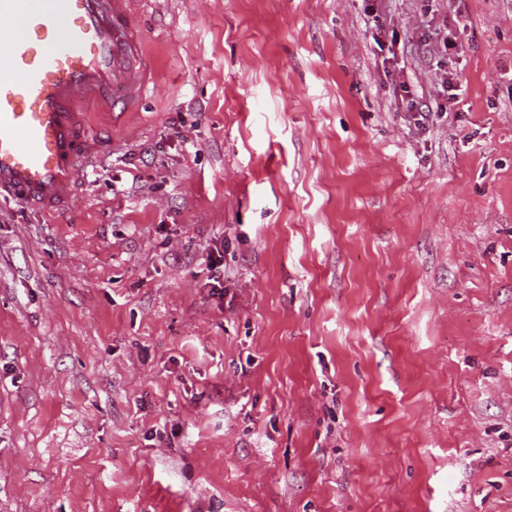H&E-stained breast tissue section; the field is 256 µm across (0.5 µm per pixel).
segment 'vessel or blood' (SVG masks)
Listing matches in <instances>:
<instances>
[{
	"instance_id": "1",
	"label": "vessel or blood",
	"mask_w": 512,
	"mask_h": 512,
	"mask_svg": "<svg viewBox=\"0 0 512 512\" xmlns=\"http://www.w3.org/2000/svg\"><path fill=\"white\" fill-rule=\"evenodd\" d=\"M135 3L0 0V196L64 210L101 145L78 100L118 121L149 91Z\"/></svg>"
}]
</instances>
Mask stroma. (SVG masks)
Returning <instances> with one entry per match:
<instances>
[{
	"label": "stroma",
	"mask_w": 512,
	"mask_h": 512,
	"mask_svg": "<svg viewBox=\"0 0 512 512\" xmlns=\"http://www.w3.org/2000/svg\"><path fill=\"white\" fill-rule=\"evenodd\" d=\"M134 21L72 204L0 201V512H512V0ZM436 36V39L433 41H428L429 45H433L435 52L438 54L440 61H437V64L442 63L439 65V70L443 71L441 78L439 79V86L438 90L440 93H445L446 90L448 91V84H450L449 78H448V55L452 54L453 52H450L451 50H454L456 48V44L448 41V30H444L443 34L440 36V33H434ZM447 64V69H442V67H445Z\"/></svg>",
	"instance_id": "1"
}]
</instances>
